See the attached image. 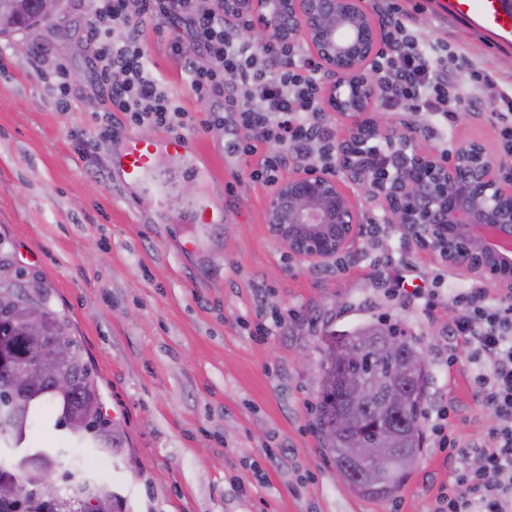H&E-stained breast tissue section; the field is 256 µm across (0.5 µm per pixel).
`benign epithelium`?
Masks as SVG:
<instances>
[{"instance_id":"1","label":"benign epithelium","mask_w":512,"mask_h":512,"mask_svg":"<svg viewBox=\"0 0 512 512\" xmlns=\"http://www.w3.org/2000/svg\"><path fill=\"white\" fill-rule=\"evenodd\" d=\"M224 20L246 23V36L263 46L303 43L331 79L327 108L351 121L336 141V172L300 164L271 189L265 223L291 256L328 265L358 238L347 182L418 247L512 293V251L501 246L512 240V167L478 142L433 154L378 111L379 81L367 67L382 32L363 0H224ZM50 379L67 385L43 363L25 367L14 384L26 390ZM393 442L387 434L357 452L380 466Z\"/></svg>"}]
</instances>
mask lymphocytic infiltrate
Instances as JSON below:
<instances>
[{"label":"lymphocytic infiltrate","instance_id":"f902f5d3","mask_svg":"<svg viewBox=\"0 0 512 512\" xmlns=\"http://www.w3.org/2000/svg\"><path fill=\"white\" fill-rule=\"evenodd\" d=\"M167 35L183 60L181 76L196 99L225 109V147L239 159L259 156L252 180L272 186L290 158L309 156L319 144V165L336 167V140L322 121L325 75L319 63L295 64L297 47H254L239 29L225 26L223 0H88L83 38L89 66L105 89L111 111L128 125L154 126L172 135L191 130L189 113L155 73L141 39L144 21ZM410 14L390 8L386 48L371 64L392 108L409 105L430 113L436 126L457 119L464 84L480 83L491 101L512 111V90L463 55L443 56L439 45L412 33ZM220 60L221 69L200 57ZM278 153L268 154L269 145ZM460 314L448 327L449 345L468 350L474 368L473 398L494 424L478 440L455 433L450 412L435 427L448 451L453 478L433 512H512V297L491 300L485 288H461L452 296Z\"/></svg>","mask_w":512,"mask_h":512}]
</instances>
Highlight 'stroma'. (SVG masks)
<instances>
[{"label":"stroma","instance_id":"stroma-1","mask_svg":"<svg viewBox=\"0 0 512 512\" xmlns=\"http://www.w3.org/2000/svg\"><path fill=\"white\" fill-rule=\"evenodd\" d=\"M438 2L365 6L380 21L397 4L419 40L445 44L512 86V44L442 15ZM86 11L85 0H63L47 21L0 36V236L18 266L48 285L98 375L104 410L127 437L120 455L84 457V468L106 472L122 512H431L450 476L430 432L438 411L454 403V427L470 440L490 423L472 399L465 347L449 364L444 335L457 314L449 292L477 280L406 240L352 187L360 237L327 266L291 257L265 224L269 186L226 152L219 125L192 132L195 174L162 156L163 196L131 194L111 166L120 141L82 143L105 107L86 66ZM143 42L170 94L205 118L208 106L182 81V61L152 21ZM61 66L75 76L67 110L39 76ZM390 115L412 121L431 152L477 141L492 159L508 156L487 100L464 101L444 137L431 132L428 113L406 106ZM205 197L227 211L223 223H174ZM399 266L424 278L430 295L414 300L378 281ZM376 319L403 323L431 368L422 453L386 499L349 491L314 428L323 333ZM261 323L272 335H257Z\"/></svg>","mask_w":512,"mask_h":512}]
</instances>
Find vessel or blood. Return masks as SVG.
Listing matches in <instances>:
<instances>
[{
  "mask_svg": "<svg viewBox=\"0 0 512 512\" xmlns=\"http://www.w3.org/2000/svg\"><path fill=\"white\" fill-rule=\"evenodd\" d=\"M445 12L465 20L487 32L496 41L512 42V10L506 9L503 0H444ZM191 136H169L157 141H143L137 136L126 135L124 148L115 161L125 183L142 188L155 186L154 158L163 152L174 157L183 156L192 144Z\"/></svg>",
  "mask_w": 512,
  "mask_h": 512,
  "instance_id": "b4317fda",
  "label": "vessel or blood"
}]
</instances>
